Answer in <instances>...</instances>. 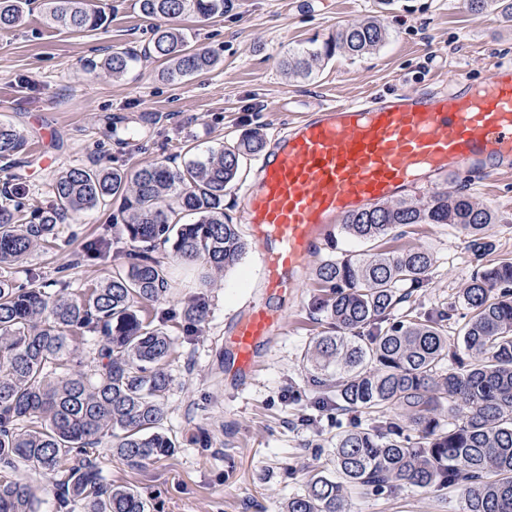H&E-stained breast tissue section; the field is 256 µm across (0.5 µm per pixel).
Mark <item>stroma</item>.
Here are the masks:
<instances>
[{"instance_id": "35a3bbf8", "label": "stroma", "mask_w": 512, "mask_h": 512, "mask_svg": "<svg viewBox=\"0 0 512 512\" xmlns=\"http://www.w3.org/2000/svg\"><path fill=\"white\" fill-rule=\"evenodd\" d=\"M107 2L110 20L95 31L52 28L41 0H33L24 23L0 33V121L14 123L26 139L22 152L0 159V184L22 189L26 209L50 204L55 179L74 166L130 171L148 161L180 163L250 129L274 140L323 101L418 93L457 81L476 84L491 65L512 63V19L493 8L468 12L459 0H236L234 11L223 17L179 20L189 47L215 51L218 62L172 83L162 61L143 55L157 19L143 16L135 0ZM368 17L389 32L376 50L353 60L314 62L307 78L283 71L288 52L322 43ZM115 50L138 55L123 77L85 72L87 60ZM112 126L140 133L120 139L109 134ZM463 190L498 213L501 221L490 229L496 253L512 257V174L466 184L441 177L432 189L417 188L413 195ZM115 212L108 206L66 221L56 239L12 268V277L23 284L35 270L49 287L64 273L74 291L92 287L104 269L85 257L84 247L102 235L120 236ZM335 239L334 248L305 263L299 288L282 306L281 330L241 390L224 376V333L263 296L253 255L214 274L205 291L197 266L171 263L172 286L149 309L171 315L167 328L174 351L166 364L171 383L164 428L178 446L172 455L136 466L113 455L110 438H103L93 458L109 482L137 490L148 512H282L288 497L303 491L308 472L328 461L336 434L364 421L355 412L320 408L303 369L306 350L326 325L312 308L320 290L315 270L323 259L355 248L343 234ZM386 246L430 248L437 263L412 299L423 309L451 308L463 316L460 290L475 267L461 234L419 224L388 236ZM201 292L208 298V317L201 326L187 327L181 309ZM460 509L457 490L438 495L414 487L392 496L372 493L353 504L354 512Z\"/></svg>"}]
</instances>
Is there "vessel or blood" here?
Returning a JSON list of instances; mask_svg holds the SVG:
<instances>
[{"label": "vessel or blood", "mask_w": 512, "mask_h": 512, "mask_svg": "<svg viewBox=\"0 0 512 512\" xmlns=\"http://www.w3.org/2000/svg\"><path fill=\"white\" fill-rule=\"evenodd\" d=\"M512 171V66L498 63L464 92L400 94L318 107L259 161L243 204L265 300L224 334V371L246 387L273 333L276 302L298 285L308 258L342 216L423 185L425 174L466 179Z\"/></svg>", "instance_id": "vessel-or-blood-1"}]
</instances>
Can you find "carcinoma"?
Masks as SVG:
<instances>
[{"instance_id":"1","label":"carcinoma","mask_w":512,"mask_h":512,"mask_svg":"<svg viewBox=\"0 0 512 512\" xmlns=\"http://www.w3.org/2000/svg\"><path fill=\"white\" fill-rule=\"evenodd\" d=\"M496 1L512 18V0H462L472 13ZM30 0H0V31L21 25ZM46 20L73 32L95 31L109 16L95 0H43ZM158 27L145 52L167 63L169 81L208 70L210 50L192 49L173 22H200L232 11L234 0H136ZM388 37L366 18L345 26L315 49L288 54L285 71L304 77L312 62L337 54L369 53ZM137 61L128 51L90 60L88 72L123 76ZM266 145L257 131L243 132L182 166L147 162L130 173L101 166L71 167L53 185L54 199L23 221L24 205L0 204V512H39L33 486L18 472L32 468L53 479L63 507L85 512H146L142 495L107 482L86 456L104 437L132 465L169 455L177 444L163 432L170 378L164 364L173 339L163 320L145 314L169 282L157 245L173 258L208 270L236 266L248 242L224 213V196L239 182L244 159ZM11 123L0 121V158L24 150ZM120 200L124 237L94 241L90 257L109 259L125 249L128 262L106 270L93 287L70 291L56 281L45 290L32 271L16 284L8 269L54 239L64 218ZM193 217L182 224L180 216ZM499 217L472 195L435 193L423 199L375 203L341 220L346 238L370 245L316 269L321 294L316 309L326 330L303 357L319 404L350 410L368 423L336 435L328 466L314 470L303 493L288 498L283 512H350L352 500L370 490L403 487L459 490L462 512H512V259H492L490 227ZM412 224H444L462 234L476 271L462 289L468 310L457 335L445 309L394 318L396 306L424 287L436 264L427 248L403 252L380 247L394 230ZM209 312L204 293L182 309L188 324ZM98 335L94 369L74 360L79 339ZM391 414H386V411Z\"/></svg>"}]
</instances>
